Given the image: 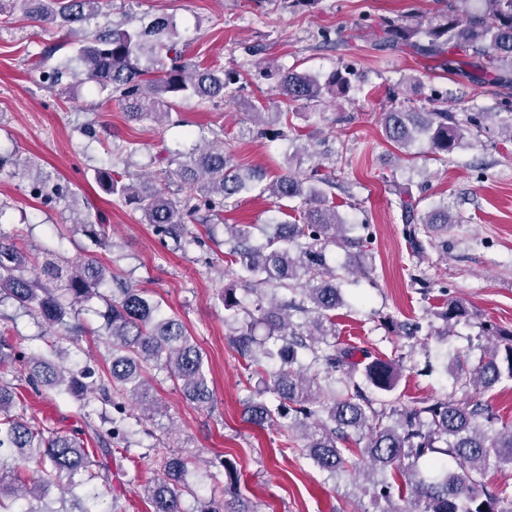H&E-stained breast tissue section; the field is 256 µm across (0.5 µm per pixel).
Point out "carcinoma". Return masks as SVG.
Returning a JSON list of instances; mask_svg holds the SVG:
<instances>
[{"label":"carcinoma","mask_w":512,"mask_h":512,"mask_svg":"<svg viewBox=\"0 0 512 512\" xmlns=\"http://www.w3.org/2000/svg\"><path fill=\"white\" fill-rule=\"evenodd\" d=\"M23 14L78 36L71 53L43 79L53 89L63 77L97 86L107 97L125 106L127 115L141 122H161L183 101L219 104L234 98L241 74L237 70L201 68L185 58L181 32L174 16L141 19L133 28L108 23L88 27L105 16L107 0H14ZM470 0H452L448 18L422 27L386 22L387 41L399 43L418 36L435 53L454 49L482 56L485 69L512 72V0H482L479 9ZM275 79L288 106L314 104L327 93L344 95L351 89L348 73L333 71L325 80L308 72L275 68ZM257 135H285L289 113H253ZM381 120L390 142L408 151L426 137V156L445 163L465 139V130L444 105L426 112L392 108ZM136 152L131 143H113L111 157L95 171V182L107 196L133 203L143 223L170 237L178 248L185 225L202 224L214 238L216 216L230 201L263 181L257 171L242 172L224 152L215 136L200 147L177 151L174 169L165 171L177 190L164 193L124 182L119 164ZM331 176L314 173L305 182L286 171L267 183L262 192L278 201H299L285 216L265 224H226L230 264L241 288L255 299L248 304L226 288L221 295L229 341L245 368L260 379L243 399L244 417L265 428L282 425L298 433L301 455L334 477H357L370 471L386 474L372 485V500L388 504L382 512H512V491L484 481L492 466L512 465V421H505L487 404L469 395L472 387L489 389L512 381V328L479 324L491 346L471 367L462 363L453 371L456 390L446 398L401 405L394 394L404 371V356L377 357L370 351L336 340V310L345 305L336 286V267L327 251L345 242L348 220L328 197ZM31 191L48 202L69 198L66 187L42 173L32 177ZM419 201L399 193L403 234L412 252L422 256L438 246V225L448 224V207L419 213ZM68 208L73 222L57 229L82 234L94 245L109 249L105 225L81 217L77 202ZM112 268L98 257L75 265L46 262L36 266L30 253L16 247L0 228V306L21 310L44 327L47 334L76 345L83 332L81 307L97 298L105 310L97 336L107 346L101 370L68 360V350L50 345L46 353L28 355L0 332V366L18 364L28 369V381L51 389L90 408L98 401L115 412L125 411L124 400L139 406L144 419L163 415L164 407L150 397L153 373L166 378L186 401L199 408L213 403L203 352L182 321L166 315L158 301L123 282L111 288ZM433 316L443 330L474 318L462 301L445 302ZM263 327L268 346L257 338ZM107 429L93 430L95 451L85 448L84 431L59 434L39 428L26 418L22 401L15 400L9 382L0 373V512H101L102 489L110 484L112 445L127 439L115 418H104ZM459 461L461 470L448 469L438 455ZM36 466V477L23 469ZM163 478L144 486L153 512H184V494L194 491L186 480L189 461L176 453L160 458ZM73 493V508L55 509L47 502L51 490Z\"/></svg>","instance_id":"carcinoma-1"}]
</instances>
